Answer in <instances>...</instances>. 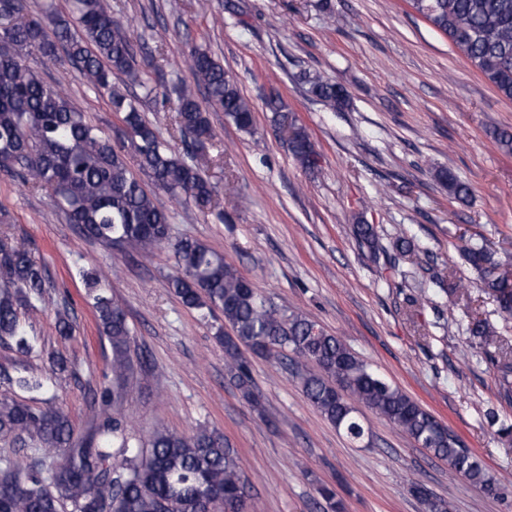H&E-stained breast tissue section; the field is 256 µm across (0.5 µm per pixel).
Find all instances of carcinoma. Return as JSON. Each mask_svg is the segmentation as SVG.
<instances>
[{
	"mask_svg": "<svg viewBox=\"0 0 512 512\" xmlns=\"http://www.w3.org/2000/svg\"><path fill=\"white\" fill-rule=\"evenodd\" d=\"M411 8L448 36L455 50L502 96L512 98V0H408ZM27 0H0V160L3 170L30 190H50L71 224L107 246L131 247L147 256L168 240L169 215L130 171L127 156L156 185L193 201L222 222L224 211L214 203L215 188L192 161L176 156L158 129L147 122L140 100L122 93L113 79L136 82L143 98L168 97L142 78L130 30L112 17L109 0H72L64 14L53 2L43 4L39 20L25 19ZM37 52L42 65L67 60L120 114L119 144L94 125L68 97L26 62ZM190 68L210 106L224 112L246 133L253 129V104L239 90L224 66L205 51L193 49ZM309 92L332 110L349 101L344 87L307 74ZM278 129L301 167L314 171L319 155L309 134L279 98L269 100ZM173 124L181 141L195 152L213 137L207 110L193 89L176 87ZM438 180L448 193L465 199L470 188L451 169ZM361 246L379 255L378 231L357 224ZM178 267L169 285L182 304L204 318L219 310L232 333L217 332L224 344L229 372L243 396L258 402L250 385L248 355L289 365L292 376L314 408L353 443L365 439L359 415L363 406L397 427L416 444L446 462L448 469L483 489L500 487L457 437L417 401L354 353L340 338L307 316L280 309L224 254L206 243L184 238L174 246ZM483 288L499 311L512 317V264L495 258L483 241L462 249ZM93 294L96 319L112 348V388L104 404L112 416L84 437L74 436L61 408H36L24 400L0 397V440L15 452L38 451L50 459L38 468L19 459L0 464V512H256L242 492L244 472L239 453L216 430L201 428L187 436L159 424L140 445L131 441L120 412L132 388L134 360L131 328L122 304L99 291L100 276L83 274ZM47 269L23 245L0 236V344L31 354L38 337L30 334L21 311L37 310L46 292ZM469 336L481 347L499 341L496 323L473 318ZM504 396L512 393V361L497 365ZM27 393L48 392L52 378L25 367L0 371V380Z\"/></svg>",
	"mask_w": 512,
	"mask_h": 512,
	"instance_id": "cac0c4a2",
	"label": "carcinoma"
}]
</instances>
